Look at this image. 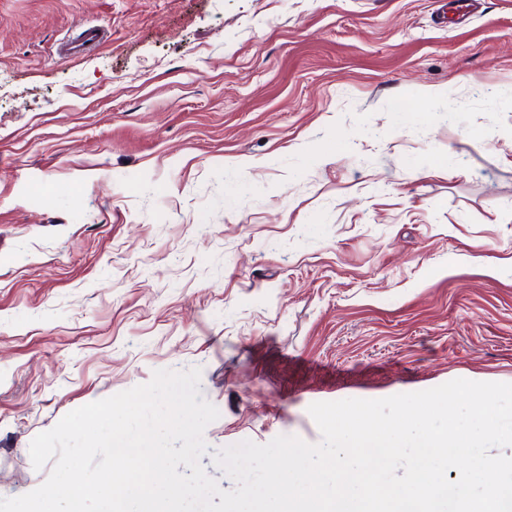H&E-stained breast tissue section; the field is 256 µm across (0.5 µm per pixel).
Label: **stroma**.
<instances>
[{
  "instance_id": "35a3bbf8",
  "label": "stroma",
  "mask_w": 512,
  "mask_h": 512,
  "mask_svg": "<svg viewBox=\"0 0 512 512\" xmlns=\"http://www.w3.org/2000/svg\"><path fill=\"white\" fill-rule=\"evenodd\" d=\"M195 367L224 490L312 403L512 383V0H0V497ZM102 40L103 34L101 31L94 27H88L84 29L77 38L66 42L62 52L64 55H74L99 44Z\"/></svg>"
}]
</instances>
